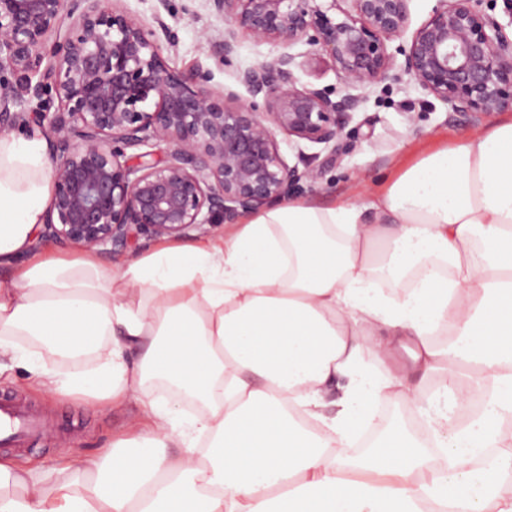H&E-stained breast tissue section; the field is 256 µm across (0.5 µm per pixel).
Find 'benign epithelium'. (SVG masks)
<instances>
[{
    "instance_id": "benign-epithelium-1",
    "label": "benign epithelium",
    "mask_w": 512,
    "mask_h": 512,
    "mask_svg": "<svg viewBox=\"0 0 512 512\" xmlns=\"http://www.w3.org/2000/svg\"><path fill=\"white\" fill-rule=\"evenodd\" d=\"M120 2L0 0V134L22 127L49 140L42 237L61 245L112 252L139 235L177 238L286 201L342 157L349 114L387 81L408 78L466 123L512 109V39L482 0H438L414 29L411 0H209L224 16V37L212 41L224 60L241 34L283 47L239 70L248 103L212 89L207 69L170 67L163 50L176 32L159 14L144 26ZM65 17L69 35L45 65V41ZM298 44L329 60L350 92L333 99L300 84L304 62L289 52ZM48 93L56 112L10 111L23 95ZM280 134L327 154L291 167ZM396 415L392 406L378 412L363 452Z\"/></svg>"
}]
</instances>
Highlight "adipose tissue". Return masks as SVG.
I'll use <instances>...</instances> for the list:
<instances>
[{"instance_id":"1","label":"adipose tissue","mask_w":512,"mask_h":512,"mask_svg":"<svg viewBox=\"0 0 512 512\" xmlns=\"http://www.w3.org/2000/svg\"><path fill=\"white\" fill-rule=\"evenodd\" d=\"M50 199L43 138L0 135V269L14 272L0 361L50 391L136 401L142 419L52 480L0 460V512H512V121L428 153L369 202L280 203L116 274L90 252L18 265ZM434 376L454 399L429 421L447 470L400 426L344 454ZM156 378L203 413L179 424ZM489 448L497 467H475ZM396 415L397 411L393 406H386L382 408L376 415L371 429L361 438L362 446L359 447L363 448L362 452L359 453L358 451H351L349 455L357 457L368 452L375 436L386 427L389 420L396 418Z\"/></svg>"}]
</instances>
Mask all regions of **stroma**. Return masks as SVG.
<instances>
[{"label":"stroma","mask_w":512,"mask_h":512,"mask_svg":"<svg viewBox=\"0 0 512 512\" xmlns=\"http://www.w3.org/2000/svg\"><path fill=\"white\" fill-rule=\"evenodd\" d=\"M163 18L179 37L177 45L165 52L169 65L180 71L198 66L208 69L211 88H231L244 99L249 93L237 82L239 69L272 60L282 51L279 44L244 37L235 57L220 59L210 41L223 35L224 19L212 10L209 0H169ZM507 120H512L510 110L476 125H464L445 105L408 81L376 88L351 114L348 126L358 133L352 150L326 169L314 186L304 187L299 197L318 203L372 198L397 166L414 163L428 150L459 142L476 130ZM1 392L40 419L43 428L23 447L1 444L0 459H12L47 477L77 460L107 454L140 412L134 401L115 408L43 391L19 367L0 375Z\"/></svg>","instance_id":"35a3bbf8"}]
</instances>
